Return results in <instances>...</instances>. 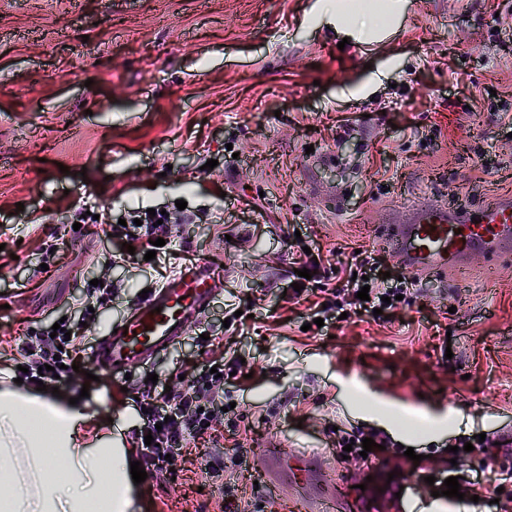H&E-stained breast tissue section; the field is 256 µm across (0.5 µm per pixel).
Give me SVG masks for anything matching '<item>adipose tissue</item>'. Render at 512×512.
<instances>
[{
    "label": "adipose tissue",
    "instance_id": "obj_1",
    "mask_svg": "<svg viewBox=\"0 0 512 512\" xmlns=\"http://www.w3.org/2000/svg\"><path fill=\"white\" fill-rule=\"evenodd\" d=\"M91 425L52 395L0 390V512H132L129 453Z\"/></svg>",
    "mask_w": 512,
    "mask_h": 512
}]
</instances>
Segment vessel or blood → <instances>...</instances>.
I'll return each mask as SVG.
<instances>
[{
	"label": "vessel or blood",
	"mask_w": 512,
	"mask_h": 512,
	"mask_svg": "<svg viewBox=\"0 0 512 512\" xmlns=\"http://www.w3.org/2000/svg\"><path fill=\"white\" fill-rule=\"evenodd\" d=\"M381 239L406 268L424 274L463 267L476 253L493 263L507 259L512 257V197L471 211L422 204L386 225ZM223 288L219 272L198 260L154 289L125 319L123 330L108 333L97 346L113 377H125L130 364L149 362L176 343Z\"/></svg>",
	"instance_id": "obj_1"
}]
</instances>
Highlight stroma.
I'll use <instances>...</instances> for the list:
<instances>
[{
  "label": "stroma",
  "mask_w": 512,
  "mask_h": 512,
  "mask_svg": "<svg viewBox=\"0 0 512 512\" xmlns=\"http://www.w3.org/2000/svg\"><path fill=\"white\" fill-rule=\"evenodd\" d=\"M354 2L0 0V383L33 389L19 370L28 333L85 323L81 370L55 385L129 449L148 375L183 390L230 351L224 390L249 430L225 433V455L244 461L224 479L258 512H305L303 490L268 483L265 448L292 478L310 463L352 512H493L442 491L451 476L494 489L512 467V261L420 276L391 321L353 315L326 332L311 326L317 280L291 287L305 248L367 250L397 273L379 231L406 208L512 195V130L487 109L492 93L512 102V31L492 22L512 0H377L384 20L369 27L350 21ZM178 199L159 258L122 252L112 225ZM186 253L223 266V295L114 381L93 347ZM94 279L112 294L86 318ZM340 430L393 446L344 458ZM482 432L502 447L455 450ZM209 452L197 441L175 476L148 473L136 512H219Z\"/></svg>",
  "instance_id": "1"
}]
</instances>
